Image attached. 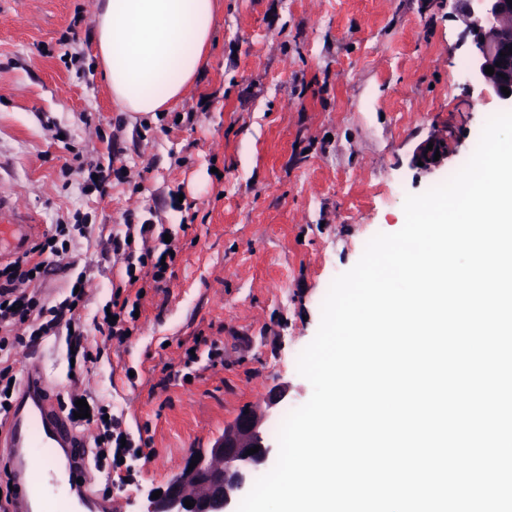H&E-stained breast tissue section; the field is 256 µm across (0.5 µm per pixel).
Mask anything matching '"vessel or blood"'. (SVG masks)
<instances>
[{"label":"vessel or blood","mask_w":512,"mask_h":512,"mask_svg":"<svg viewBox=\"0 0 512 512\" xmlns=\"http://www.w3.org/2000/svg\"><path fill=\"white\" fill-rule=\"evenodd\" d=\"M24 216L0 225V258L21 252L34 232ZM88 438L64 416L58 394L42 369L29 365L18 397L0 422V451L15 494L10 512H72L81 504L85 512H112V501L90 493ZM51 449L45 460L34 451Z\"/></svg>","instance_id":"obj_1"}]
</instances>
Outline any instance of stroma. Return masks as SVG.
<instances>
[{"mask_svg":"<svg viewBox=\"0 0 512 512\" xmlns=\"http://www.w3.org/2000/svg\"><path fill=\"white\" fill-rule=\"evenodd\" d=\"M223 2L209 62L175 112L134 120L96 63V0H0V192L43 234L86 226L46 291L85 274L88 324L122 282L113 225H164L179 248L132 337L88 366L91 391L150 442L135 482L111 488L114 512H144L149 492L244 411L277 445L284 407L312 394L297 358L332 281L374 235L402 228L406 197L460 169L502 110L456 74L470 45L451 0ZM188 111L193 122L174 124ZM431 145L441 160L427 166ZM92 159L124 180L84 193ZM198 338L217 342L223 363L165 381ZM36 359L69 392L64 338L43 340Z\"/></svg>","mask_w":512,"mask_h":512,"instance_id":"obj_1","label":"stroma"}]
</instances>
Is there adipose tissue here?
Segmentation results:
<instances>
[{
	"label": "adipose tissue",
	"instance_id": "ef3b65f1",
	"mask_svg": "<svg viewBox=\"0 0 512 512\" xmlns=\"http://www.w3.org/2000/svg\"><path fill=\"white\" fill-rule=\"evenodd\" d=\"M218 0H99L94 55L113 106L149 115L180 102L204 69Z\"/></svg>",
	"mask_w": 512,
	"mask_h": 512
}]
</instances>
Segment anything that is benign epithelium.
<instances>
[{
	"mask_svg": "<svg viewBox=\"0 0 512 512\" xmlns=\"http://www.w3.org/2000/svg\"><path fill=\"white\" fill-rule=\"evenodd\" d=\"M468 20L465 35L471 37L470 76L495 92L504 107L512 111V0H453ZM494 74L485 73V67ZM262 420L253 413L242 414L224 431V437L210 448L197 451V465L184 468L155 499L147 498L144 512H237L242 494L254 471L267 466L271 446L260 431ZM253 455L246 451L253 447ZM194 502L191 508L185 501Z\"/></svg>",
	"mask_w": 512,
	"mask_h": 512,
	"instance_id": "benign-epithelium-1",
	"label": "benign epithelium"
}]
</instances>
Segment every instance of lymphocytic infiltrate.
Segmentation results:
<instances>
[{
	"label": "lymphocytic infiltrate",
	"instance_id": "obj_1",
	"mask_svg": "<svg viewBox=\"0 0 512 512\" xmlns=\"http://www.w3.org/2000/svg\"><path fill=\"white\" fill-rule=\"evenodd\" d=\"M73 231V225H56L53 234L36 243L29 252L0 265V418L8 414L10 393L18 385L13 357L20 346L33 347L45 338L65 335L67 349L74 354V367L80 371L89 361L100 358L88 343L91 331L104 333L107 340L121 345L126 343L136 320L135 312L140 303L124 296L122 287L112 290L109 316L94 321L89 327L81 325L78 318L79 310L89 301L83 279H76L75 290L65 291L54 301L40 288L45 267L66 253ZM156 231V225L145 222L122 224L113 232L112 251L121 260L125 280L136 279L156 286L165 282L177 250L169 243L160 249L147 246L148 236ZM79 398V393H70L61 406L66 414L74 416L75 426L94 428L89 456L91 468L103 483H110L112 470L121 469L128 461L136 459L142 447L130 438L122 415L111 412L97 400H89L88 417H75V402Z\"/></svg>",
	"mask_w": 512,
	"mask_h": 512
}]
</instances>
